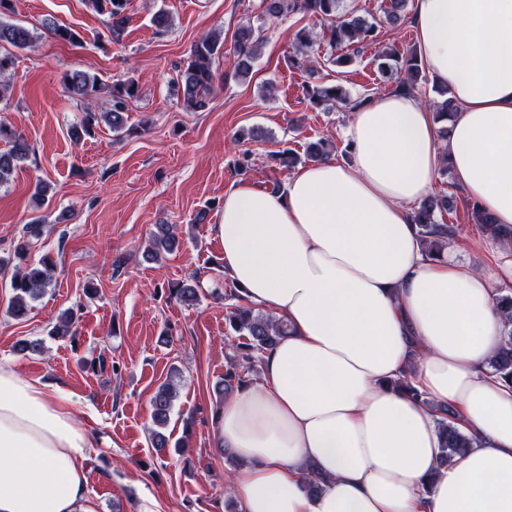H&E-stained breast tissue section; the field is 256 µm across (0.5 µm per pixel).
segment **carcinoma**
Listing matches in <instances>:
<instances>
[{"label": "carcinoma", "mask_w": 512, "mask_h": 512, "mask_svg": "<svg viewBox=\"0 0 512 512\" xmlns=\"http://www.w3.org/2000/svg\"><path fill=\"white\" fill-rule=\"evenodd\" d=\"M91 8L107 17L112 33H119L127 19L129 0H88ZM340 0H262L263 14L266 20H275L289 12H300L315 18L323 26L322 41L327 48L324 61L337 67H346L353 62L348 49L355 44L372 41L380 25L393 27L404 22L408 0H384L381 6L382 17L376 20L357 15L353 12L339 11ZM14 10L13 0H0V100L6 95L9 84L6 80L14 75L16 57L13 50H24L33 40L29 28L2 20V17ZM42 26L53 37L61 42L72 45L80 43L81 34L70 27L59 25L51 19L43 21ZM262 26L251 23L241 25L232 42L231 51L235 58L236 76L250 73L252 63L259 45L262 43ZM313 43L311 34L301 29L295 35V53L289 56L292 67L307 73L316 71V61L305 54L304 49ZM224 55V42L214 36H207L193 44L190 59L177 78L178 96L184 108L189 112H203L209 104L215 72L213 64ZM378 68L383 76L396 82L395 91L411 93L427 83V76L418 59L417 49L407 48L403 51L390 48L378 56ZM65 90L84 105L82 119L72 131V139L80 142L92 135L94 128L103 120L112 128V132L121 133L125 128L124 112L128 103L139 95L138 83L133 79L116 81L110 85L98 80L83 71H70L61 76ZM432 92L439 96L438 100L430 101V107L446 120L450 111L455 109L450 91L447 87L432 86ZM310 103L328 109L338 103L350 102L349 93L340 84L313 83L306 87ZM105 94L112 102V109L97 114L93 105L99 95ZM363 98L352 103L356 109L366 103ZM0 142L10 145L6 151L0 152V184L8 182L17 163L26 160L30 153V145L17 130L4 120H0ZM331 157L323 141L310 142L304 155L285 148L272 155L278 166L291 169L302 161L321 163ZM448 197L429 196L420 202L413 211V222L418 232L425 255L438 258L442 250L448 248V240L454 235V225L440 223L436 220V212L448 211ZM470 217L477 224L487 240L499 246H512V228L493 222L492 217L484 212L478 203L469 207ZM172 224H157L151 233L150 245L155 251L162 249L171 251L175 248L177 238ZM43 234L39 223L27 224L24 228L22 243L17 247L19 263L14 265L11 278L13 296L10 314L14 318L24 317L30 303L42 296L56 278L57 264L47 254L35 259L32 250L37 246ZM198 275L193 273L190 278L169 285L170 295L187 305H194L200 299ZM224 298L235 301L228 314V321L234 333L231 347L233 354L228 356L224 380L216 385L219 399L231 394L234 390L251 383L259 373L258 363L261 354L276 345L288 333V324L271 314L248 305L240 290L233 284ZM497 308L504 322L501 349L491 363V367L504 381L512 382V289L496 290ZM177 391L173 381L169 380L158 386L152 398V419L156 429L151 431L154 447L164 448L166 436L161 432L169 419ZM441 437V463L462 456L470 447V438L462 434L451 422L444 419L439 422Z\"/></svg>", "instance_id": "1"}]
</instances>
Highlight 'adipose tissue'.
Returning <instances> with one entry per match:
<instances>
[{
    "instance_id": "obj_1",
    "label": "adipose tissue",
    "mask_w": 512,
    "mask_h": 512,
    "mask_svg": "<svg viewBox=\"0 0 512 512\" xmlns=\"http://www.w3.org/2000/svg\"><path fill=\"white\" fill-rule=\"evenodd\" d=\"M413 22L426 73L456 104L447 140L419 97H376L353 113L349 159L298 168L278 193L240 183L212 228L248 303L289 326L215 418V447L241 461L226 481L241 512H512L494 290L461 261L426 258L412 219L446 160L512 225V0H416ZM408 368L420 397L391 386ZM446 407L471 446L444 466ZM94 445L67 390L0 364V512H95Z\"/></svg>"
}]
</instances>
